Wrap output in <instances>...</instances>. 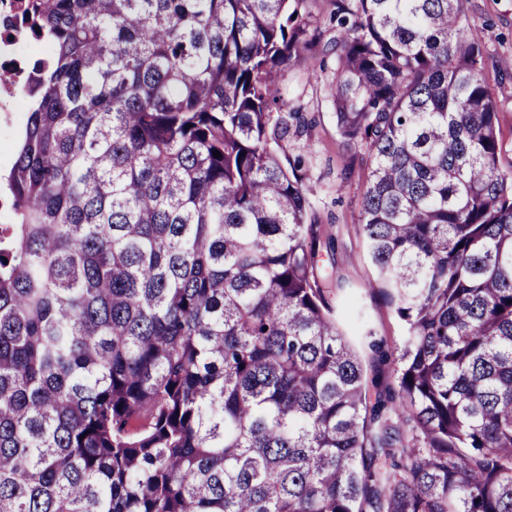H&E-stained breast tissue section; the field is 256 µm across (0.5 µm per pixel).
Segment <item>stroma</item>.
<instances>
[{"label":"stroma","mask_w":512,"mask_h":512,"mask_svg":"<svg viewBox=\"0 0 512 512\" xmlns=\"http://www.w3.org/2000/svg\"><path fill=\"white\" fill-rule=\"evenodd\" d=\"M468 15L481 32L486 55L484 71L500 103L499 163L512 167V0H469ZM334 56L313 46L285 69L281 79L290 103L308 124L289 131L279 149L281 160L297 168L314 189L309 221L321 238H332L334 252L319 250L318 266L332 272L337 287L326 297L336 318L363 357H371V338L398 342L403 328L378 290L367 244L359 230L361 195L369 160L363 150L344 146L336 133L330 86Z\"/></svg>","instance_id":"stroma-1"}]
</instances>
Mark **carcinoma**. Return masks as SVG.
I'll use <instances>...</instances> for the list:
<instances>
[{
  "mask_svg": "<svg viewBox=\"0 0 512 512\" xmlns=\"http://www.w3.org/2000/svg\"><path fill=\"white\" fill-rule=\"evenodd\" d=\"M306 0H28L0 170V512H512V170L469 0H334L405 335L368 377L276 147ZM219 151L215 157L213 151Z\"/></svg>",
  "mask_w": 512,
  "mask_h": 512,
  "instance_id": "1",
  "label": "carcinoma"
}]
</instances>
